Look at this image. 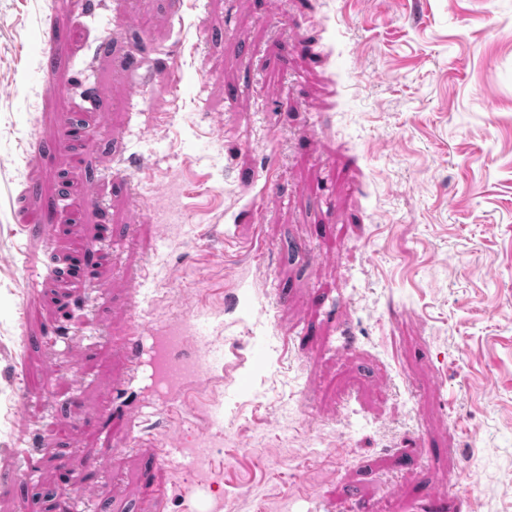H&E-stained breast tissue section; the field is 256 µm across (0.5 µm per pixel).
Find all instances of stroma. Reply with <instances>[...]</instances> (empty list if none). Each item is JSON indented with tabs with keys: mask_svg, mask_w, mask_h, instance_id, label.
<instances>
[{
	"mask_svg": "<svg viewBox=\"0 0 512 512\" xmlns=\"http://www.w3.org/2000/svg\"><path fill=\"white\" fill-rule=\"evenodd\" d=\"M182 312L210 381L105 430ZM74 452L111 512H512V0H0V512ZM208 335L198 315L182 316L179 323L167 326L134 317L125 335L117 336L115 341L127 359L132 381L143 375L148 359L161 343L162 350L156 358V366L160 361L158 379L168 395H172L183 388L189 378L196 384L206 380L208 370L217 361V351L211 347ZM184 345L197 346L193 358L175 357V350Z\"/></svg>",
	"mask_w": 512,
	"mask_h": 512,
	"instance_id": "obj_1",
	"label": "stroma"
}]
</instances>
